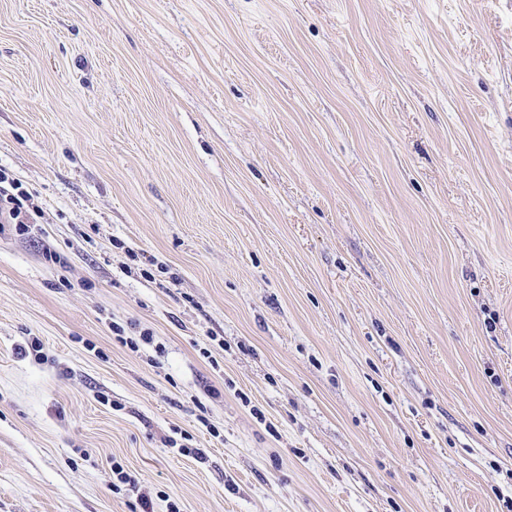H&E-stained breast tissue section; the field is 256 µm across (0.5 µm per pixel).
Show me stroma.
Here are the masks:
<instances>
[{"instance_id":"1","label":"stroma","mask_w":512,"mask_h":512,"mask_svg":"<svg viewBox=\"0 0 512 512\" xmlns=\"http://www.w3.org/2000/svg\"><path fill=\"white\" fill-rule=\"evenodd\" d=\"M0 169V512H512V0H0ZM5 182L11 190L2 187ZM31 212H39L31 202V194L21 189L13 179L10 181L8 177L0 176V224H15L16 231L22 234L39 232L42 229L34 225Z\"/></svg>"}]
</instances>
